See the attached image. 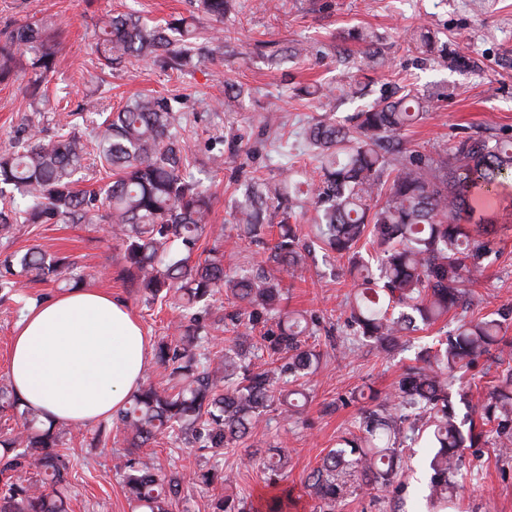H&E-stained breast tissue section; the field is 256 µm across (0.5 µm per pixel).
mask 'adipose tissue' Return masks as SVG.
<instances>
[{
	"label": "adipose tissue",
	"mask_w": 512,
	"mask_h": 512,
	"mask_svg": "<svg viewBox=\"0 0 512 512\" xmlns=\"http://www.w3.org/2000/svg\"><path fill=\"white\" fill-rule=\"evenodd\" d=\"M149 352L126 302L81 288L28 307L12 339L8 374L26 406L81 426L125 407Z\"/></svg>",
	"instance_id": "ef3b65f1"
}]
</instances>
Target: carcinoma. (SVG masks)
Segmentation results:
<instances>
[{
    "label": "carcinoma",
    "instance_id": "1",
    "mask_svg": "<svg viewBox=\"0 0 512 512\" xmlns=\"http://www.w3.org/2000/svg\"><path fill=\"white\" fill-rule=\"evenodd\" d=\"M227 0H196L210 21L224 23ZM419 48L433 45L422 24L407 31ZM61 31L54 22H24L0 33V81L23 59L30 72V99L42 97L56 68ZM366 67L385 65L375 34L362 31ZM197 29L184 19L150 25L133 13L102 21L93 53L106 67L152 60L180 70L191 64ZM430 100L403 89L356 113L353 124L327 118L309 125L305 139L315 152L319 178L290 169L277 179H257L231 212L248 238L260 237L278 220L279 235L268 260L293 274L305 264V248L290 219L315 213L316 241L347 259L354 288L347 297L355 334L390 353L398 338L448 318L472 293L473 269L490 250L495 233L487 210L494 201L512 208L506 192L512 178V139L469 137L442 154L422 155L405 147L400 134L421 121ZM175 100L141 95L108 113L95 141L111 181L78 188L88 144L69 131L55 140L28 127L25 145L0 153V237L16 224H108L122 249L128 272L146 301L170 292L182 300L179 337L155 346L166 384L138 389L117 420L129 448L117 456L131 512H175L187 476L165 473L147 449L168 437L189 453L206 451L212 464L192 478L206 485H232L224 450L236 447L274 406L288 413L306 392L295 386L316 356L302 337L317 332L314 319L280 314L245 348L236 336L224 353L212 351L207 320L216 295L237 306L231 317L252 325L279 308L281 279L263 269L224 272V255L209 251L203 262L192 254L204 234L211 199L189 167L188 148L178 132ZM372 245L373 260L358 250ZM67 258L37 246L0 265V292H17L25 281L56 282L73 272ZM512 306L470 320L431 344L420 346L394 392L364 412L355 430L341 437L309 476L308 495L334 504L358 474L388 488L403 469V449L427 433L428 498L448 505L457 496L453 477L465 464L464 450L492 444L512 451V358L492 354L511 346L506 332ZM482 358L496 364L495 385L486 403L471 404L463 380ZM20 398L11 383L0 385V410ZM23 431L0 440V512H67L68 455L56 423L26 407ZM268 512H288L292 491L279 489Z\"/></svg>",
    "mask_w": 512,
    "mask_h": 512
}]
</instances>
